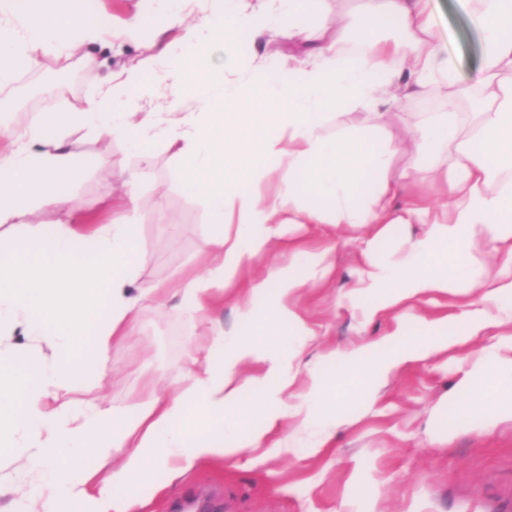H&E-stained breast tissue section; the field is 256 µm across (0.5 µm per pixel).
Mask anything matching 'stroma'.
<instances>
[{
	"label": "stroma",
	"mask_w": 512,
	"mask_h": 512,
	"mask_svg": "<svg viewBox=\"0 0 512 512\" xmlns=\"http://www.w3.org/2000/svg\"><path fill=\"white\" fill-rule=\"evenodd\" d=\"M431 7L449 58L462 73H470L479 44L459 0H431ZM153 39L148 23L137 43L94 47L90 59L47 57L40 70L22 72L0 92V123L24 124L37 113L63 109L140 58ZM444 104L436 90L415 95L406 112L390 119L396 137L404 138L422 115L443 111ZM69 141L77 157L98 160L75 187L94 211H101L103 199L118 196L122 172L143 170L134 216L144 246L141 281L167 282L183 270L201 268L208 214L187 181L175 177L183 167L176 148L162 142L147 146L151 164L145 168L125 141L82 131L70 133ZM335 237L334 280L305 289L295 299L318 333L315 347L300 361L297 388H305L317 351L355 350L381 338L399 320L413 338L425 335L427 320L448 314L456 319L451 333L465 334L459 315L479 306L478 288L464 295L427 297L392 315L363 321L360 311L372 303L357 291L363 256L349 230L338 229ZM204 333V327L144 302L130 335L109 354L106 401L123 414L141 401L148 381H156L165 394L185 387L188 348ZM496 342L488 332L427 361L403 366L374 396L337 385L336 407L351 423L337 430L332 447H298L288 453L260 448L172 482L165 474H155L139 489L147 501L144 512H192L195 504L201 512H502L501 498L512 497V417L486 426L480 418L455 413L463 370L476 351Z\"/></svg>",
	"instance_id": "35a3bbf8"
}]
</instances>
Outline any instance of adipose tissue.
<instances>
[{
    "mask_svg": "<svg viewBox=\"0 0 512 512\" xmlns=\"http://www.w3.org/2000/svg\"><path fill=\"white\" fill-rule=\"evenodd\" d=\"M160 22L151 53L111 76L61 112L27 125L0 127V224L18 231L0 242V449L20 466L0 472L12 512H142L134 487L151 473L178 478L203 464L282 447L285 419L315 448L331 447L346 417L327 409L330 374L370 375L379 382L407 363L430 358L457 337L447 317L428 320V334L402 346L403 324L347 354L324 351L309 372L300 405L292 395L313 330L292 296L328 283L335 244L296 248L287 264L259 273L251 266L278 246L285 225H347L360 230L366 258L359 286L373 299L371 321L434 294L482 289L480 308L465 311L468 336L512 327V0H464L481 45L477 77L461 84L444 56L430 0H359L361 14L398 21L403 36L374 30L348 39L343 27L311 25L330 15L332 0H155ZM142 18L106 28L67 0H0V88L44 58L136 41ZM253 43L277 34L302 43L270 61L241 66V34ZM159 66L155 79L146 71ZM446 93V109L419 119L412 176L440 180L448 201L408 199L390 174L387 118L418 91ZM340 126H333L336 116ZM128 140L134 150L161 140L185 162L208 210L205 270L171 285L138 280L142 251L136 226L92 217L74 192L91 157H75L67 133ZM251 189L240 191L238 175ZM308 194H300L299 181ZM39 208L64 212L60 224L31 223ZM421 225L401 260L384 244L393 229ZM500 248L493 274L475 277L460 255L477 242ZM234 298L239 327L217 317ZM202 321L210 333L188 356L189 384L172 395L150 392L119 415L88 400L102 387L108 354L134 327L144 301ZM291 327L294 342L274 349L256 328ZM256 374L240 381L243 367ZM491 384L483 420L512 416V355L486 349L459 382ZM261 423L247 424L250 414Z\"/></svg>",
    "mask_w": 512,
    "mask_h": 512,
    "instance_id": "1",
    "label": "adipose tissue"
}]
</instances>
